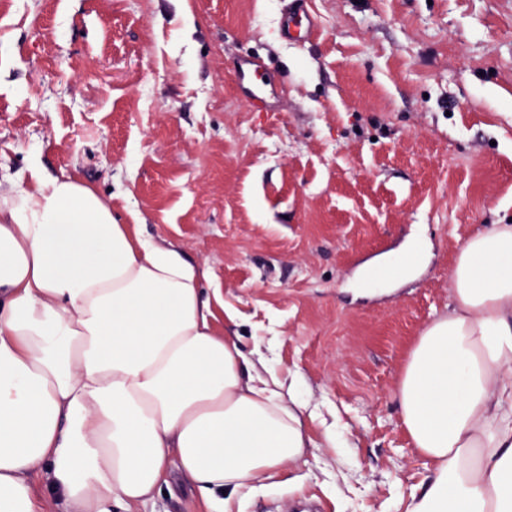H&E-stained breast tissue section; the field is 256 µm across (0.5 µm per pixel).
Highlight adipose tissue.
I'll use <instances>...</instances> for the list:
<instances>
[{
    "label": "adipose tissue",
    "instance_id": "obj_1",
    "mask_svg": "<svg viewBox=\"0 0 512 512\" xmlns=\"http://www.w3.org/2000/svg\"><path fill=\"white\" fill-rule=\"evenodd\" d=\"M203 278L75 176L0 188V512H134L173 465L234 512L307 463L296 387L248 369ZM396 399L431 470L409 512H512V224L460 246Z\"/></svg>",
    "mask_w": 512,
    "mask_h": 512
}]
</instances>
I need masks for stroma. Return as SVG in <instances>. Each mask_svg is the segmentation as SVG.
Segmentation results:
<instances>
[{
    "label": "stroma",
    "instance_id": "stroma-1",
    "mask_svg": "<svg viewBox=\"0 0 512 512\" xmlns=\"http://www.w3.org/2000/svg\"><path fill=\"white\" fill-rule=\"evenodd\" d=\"M0 0V177L106 194L219 290L216 326L296 376L323 440L239 512H407L395 393L462 242L512 219V0ZM280 91L245 100L244 62ZM171 469L142 512H203ZM304 3L305 0H293L291 11L283 18L282 35L285 39L295 37L311 38L314 36L315 29L310 20H307L305 27L302 26L303 17L307 18Z\"/></svg>",
    "mask_w": 512,
    "mask_h": 512
}]
</instances>
